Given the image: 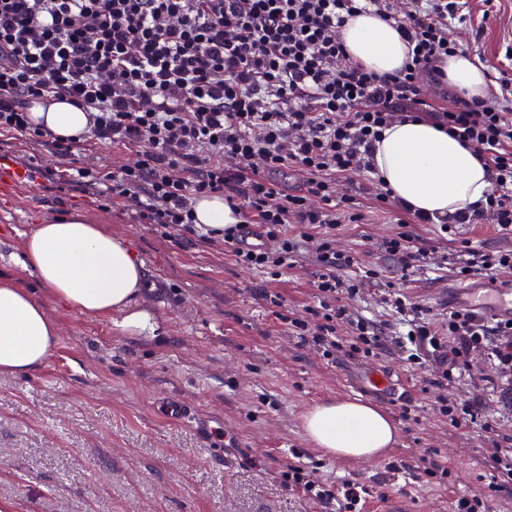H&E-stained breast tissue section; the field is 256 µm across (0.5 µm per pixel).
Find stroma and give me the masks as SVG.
I'll return each mask as SVG.
<instances>
[{"label": "stroma", "instance_id": "1", "mask_svg": "<svg viewBox=\"0 0 512 512\" xmlns=\"http://www.w3.org/2000/svg\"><path fill=\"white\" fill-rule=\"evenodd\" d=\"M483 18L479 0H468L472 34L460 48L478 58L490 77L512 83V0ZM0 277L12 278L43 304L61 328L51 356L38 368L0 377V512H327L319 502L289 489L282 473L301 460L315 477L336 484L349 479L372 488L363 512H452L457 496L477 494L485 512H512V497L491 493L483 464L493 420L512 437V375L487 352L471 357L447 394L478 405L472 424L454 428L433 410L439 392L430 380L435 362L405 365L398 356L376 360L405 385V396L380 398L357 389L366 365L348 358L327 362L292 336L286 321L257 299L278 292L285 310L303 311L314 293L308 263L278 279L235 265L218 243L180 246L152 225L134 223L121 204L101 210L82 195L69 198L80 214L122 238L142 262L146 277L162 274L165 295L146 289L139 299L155 322L150 336H129L112 315H84L53 299L34 271L19 263L35 225L57 217V194L21 179L18 156L47 161L43 147L17 140L0 144ZM362 176L340 183L339 192L363 202L364 220L336 231L337 244L360 263L380 269L397 292L432 310L447 311L448 295L462 279L465 250L510 249L512 235L492 224H460L446 256L432 267L401 273L381 249L400 230L391 211L368 207ZM169 396L220 419L243 436V445L217 459L185 423L156 410ZM337 397L361 399L387 413L398 442L371 461L327 455L306 440L302 417L313 405ZM418 412L403 419L402 405ZM439 449L448 480L429 481L417 466L427 449ZM398 472H391V465Z\"/></svg>", "mask_w": 512, "mask_h": 512}]
</instances>
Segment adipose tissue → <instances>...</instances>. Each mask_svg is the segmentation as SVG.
<instances>
[{
    "instance_id": "1",
    "label": "adipose tissue",
    "mask_w": 512,
    "mask_h": 512,
    "mask_svg": "<svg viewBox=\"0 0 512 512\" xmlns=\"http://www.w3.org/2000/svg\"><path fill=\"white\" fill-rule=\"evenodd\" d=\"M341 36L350 57L378 75L398 71L408 57L395 27L371 14L349 17ZM443 69L449 85L465 98L492 96L484 65L464 52L449 56ZM31 115L64 138L78 135L87 125L85 112L66 102L34 106ZM374 164L396 200L434 218L475 207L491 186L482 162L450 133L424 120L387 128L375 145ZM20 263L70 308L88 315L119 314L118 327L130 336L155 329L150 312L136 306L145 288L142 262L124 240L82 216L37 225L24 240ZM58 333L44 305L11 278H0V376L39 367L56 346ZM303 429L314 447L341 459H374L397 442L394 421L358 399L313 406L303 418Z\"/></svg>"
}]
</instances>
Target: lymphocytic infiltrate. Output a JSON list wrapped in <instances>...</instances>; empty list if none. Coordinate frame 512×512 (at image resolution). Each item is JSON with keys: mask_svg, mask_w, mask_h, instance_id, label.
<instances>
[{"mask_svg": "<svg viewBox=\"0 0 512 512\" xmlns=\"http://www.w3.org/2000/svg\"><path fill=\"white\" fill-rule=\"evenodd\" d=\"M355 12L395 23L412 49L403 71L378 77L348 57L340 30ZM466 28L457 0H0V139L48 148L55 165L28 159L26 170L102 210L122 201L136 223L181 244L221 241L237 265L274 277L309 259L315 303L289 318L293 335L331 362L386 354L412 366L435 362L432 384L444 388L479 350L512 371V318L453 308L439 325L387 291L381 302L407 325L393 336L351 312L348 300L376 273L344 275L355 257L337 248L336 227L363 215L337 186L364 176L374 205L387 204L374 144L394 123L426 120L488 168L484 202L455 222L512 232V85L481 101L443 90L441 64ZM62 100L85 112L82 134L63 138L31 120L34 106ZM88 142L134 158L110 167L75 156ZM288 174L290 186L281 181ZM216 194L240 224L217 231L197 223L196 202ZM394 218L402 230L383 250L401 270L427 266L413 227L428 216L400 203ZM250 224L262 228L260 246L243 243ZM292 224L298 233H289ZM460 272L511 277L512 248L468 251ZM284 480L338 512H361L370 494L297 464Z\"/></svg>", "mask_w": 512, "mask_h": 512, "instance_id": "1", "label": "lymphocytic infiltrate"}]
</instances>
